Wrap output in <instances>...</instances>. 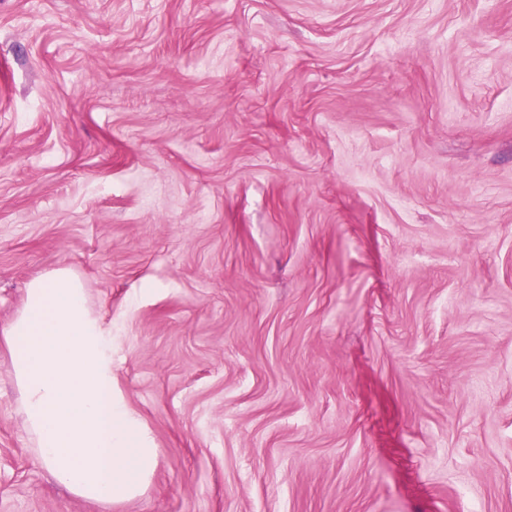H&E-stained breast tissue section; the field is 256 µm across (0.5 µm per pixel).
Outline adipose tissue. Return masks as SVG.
<instances>
[{"label":"adipose tissue","mask_w":512,"mask_h":512,"mask_svg":"<svg viewBox=\"0 0 512 512\" xmlns=\"http://www.w3.org/2000/svg\"><path fill=\"white\" fill-rule=\"evenodd\" d=\"M111 336L64 268L29 282L0 331L36 462L70 493L103 504L136 493L155 460L112 387Z\"/></svg>","instance_id":"ef3b65f1"}]
</instances>
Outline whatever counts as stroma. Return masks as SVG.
<instances>
[{
  "mask_svg": "<svg viewBox=\"0 0 512 512\" xmlns=\"http://www.w3.org/2000/svg\"><path fill=\"white\" fill-rule=\"evenodd\" d=\"M66 268L157 450L110 505L512 512V0H0V328Z\"/></svg>",
  "mask_w": 512,
  "mask_h": 512,
  "instance_id": "obj_1",
  "label": "stroma"
}]
</instances>
